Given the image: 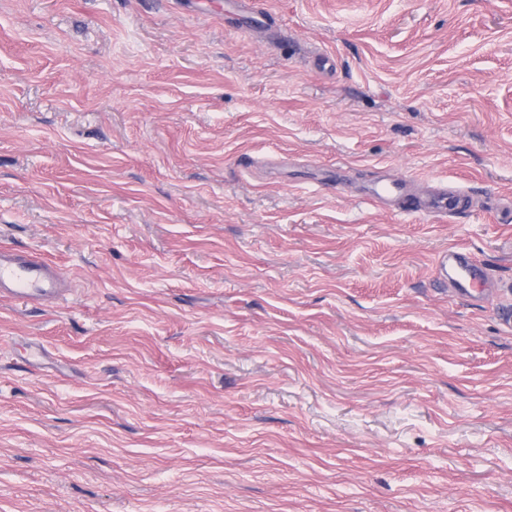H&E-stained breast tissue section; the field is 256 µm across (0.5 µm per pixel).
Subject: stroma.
<instances>
[{"label": "stroma", "instance_id": "35a3bbf8", "mask_svg": "<svg viewBox=\"0 0 512 512\" xmlns=\"http://www.w3.org/2000/svg\"><path fill=\"white\" fill-rule=\"evenodd\" d=\"M509 197L512 0H0V512H512ZM413 211L428 214L453 215L458 211V195L455 192L440 193L426 203L422 204L418 202ZM60 269L33 253L0 246V298L28 303L54 297L61 288Z\"/></svg>", "mask_w": 512, "mask_h": 512}]
</instances>
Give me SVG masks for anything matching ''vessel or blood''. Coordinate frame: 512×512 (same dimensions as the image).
Instances as JSON below:
<instances>
[{
  "instance_id": "b4317fda",
  "label": "vessel or blood",
  "mask_w": 512,
  "mask_h": 512,
  "mask_svg": "<svg viewBox=\"0 0 512 512\" xmlns=\"http://www.w3.org/2000/svg\"><path fill=\"white\" fill-rule=\"evenodd\" d=\"M428 214L453 215L458 211L456 193H441L415 206ZM61 274L53 262L32 253L0 246V298L22 303L56 296L60 292Z\"/></svg>"
}]
</instances>
